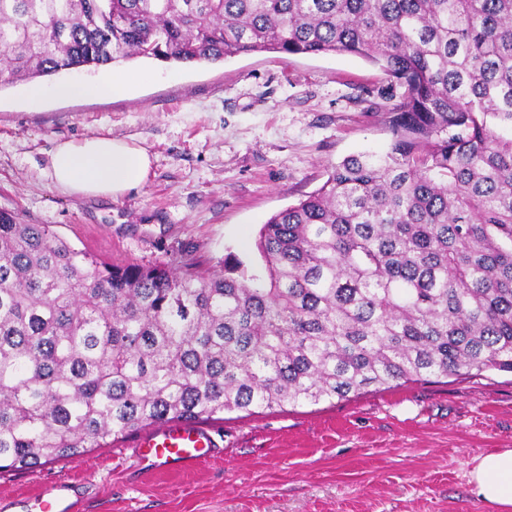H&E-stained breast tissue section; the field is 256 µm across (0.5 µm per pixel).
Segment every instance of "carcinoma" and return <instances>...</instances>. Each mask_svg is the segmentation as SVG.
<instances>
[{"instance_id":"carcinoma-1","label":"carcinoma","mask_w":512,"mask_h":512,"mask_svg":"<svg viewBox=\"0 0 512 512\" xmlns=\"http://www.w3.org/2000/svg\"><path fill=\"white\" fill-rule=\"evenodd\" d=\"M348 53L405 87L383 154L261 266L110 265L0 212V472L172 420L512 371V0H0V77Z\"/></svg>"}]
</instances>
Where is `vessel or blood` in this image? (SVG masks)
Here are the masks:
<instances>
[{
	"mask_svg": "<svg viewBox=\"0 0 512 512\" xmlns=\"http://www.w3.org/2000/svg\"><path fill=\"white\" fill-rule=\"evenodd\" d=\"M136 455L141 461L161 467L174 465L188 469L203 465L215 452L209 430L193 421H171L151 428L137 440ZM32 512H76V504L64 484L44 486L32 503Z\"/></svg>",
	"mask_w": 512,
	"mask_h": 512,
	"instance_id": "1",
	"label": "vessel or blood"
}]
</instances>
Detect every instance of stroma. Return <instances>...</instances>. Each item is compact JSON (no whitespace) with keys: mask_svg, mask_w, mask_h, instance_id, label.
<instances>
[{"mask_svg":"<svg viewBox=\"0 0 512 512\" xmlns=\"http://www.w3.org/2000/svg\"><path fill=\"white\" fill-rule=\"evenodd\" d=\"M150 80L122 97L37 105L0 86V211L46 224L114 264L220 270L259 265L274 214L318 189L345 157L389 146L403 89L348 53L262 52L220 63L133 60ZM97 135L144 146L146 183L119 198L57 189L50 153ZM217 455L194 471L143 469L136 435L0 475V506L70 482L80 512H491L471 492L477 457L512 448V372L371 389L348 399L210 421Z\"/></svg>","mask_w":512,"mask_h":512,"instance_id":"obj_1","label":"stroma"}]
</instances>
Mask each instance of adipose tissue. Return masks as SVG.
Listing matches in <instances>:
<instances>
[{
  "mask_svg": "<svg viewBox=\"0 0 512 512\" xmlns=\"http://www.w3.org/2000/svg\"><path fill=\"white\" fill-rule=\"evenodd\" d=\"M142 73L107 71L91 82H61L52 93L60 99H101L122 95ZM152 159L135 142L110 136H92L59 142L50 155L53 184L74 195L117 198L143 185ZM471 492L491 504L495 512H512V449L478 458L470 472Z\"/></svg>",
  "mask_w": 512,
  "mask_h": 512,
  "instance_id": "ef3b65f1",
  "label": "adipose tissue"
}]
</instances>
